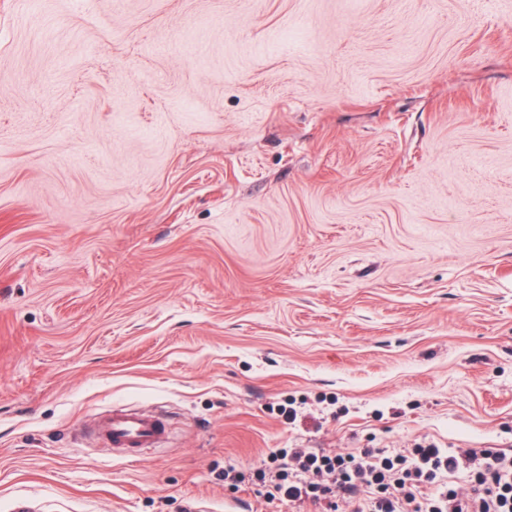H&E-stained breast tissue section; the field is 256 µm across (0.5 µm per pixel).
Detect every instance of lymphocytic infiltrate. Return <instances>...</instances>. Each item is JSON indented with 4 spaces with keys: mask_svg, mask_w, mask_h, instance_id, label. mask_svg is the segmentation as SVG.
Segmentation results:
<instances>
[{
    "mask_svg": "<svg viewBox=\"0 0 512 512\" xmlns=\"http://www.w3.org/2000/svg\"><path fill=\"white\" fill-rule=\"evenodd\" d=\"M459 472L468 487L454 484ZM256 475L269 480L267 499L300 512H512V455L495 448H277Z\"/></svg>",
    "mask_w": 512,
    "mask_h": 512,
    "instance_id": "lymphocytic-infiltrate-1",
    "label": "lymphocytic infiltrate"
}]
</instances>
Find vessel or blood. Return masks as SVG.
<instances>
[{"label": "vessel or blood", "instance_id": "b4317fda", "mask_svg": "<svg viewBox=\"0 0 512 512\" xmlns=\"http://www.w3.org/2000/svg\"><path fill=\"white\" fill-rule=\"evenodd\" d=\"M98 437L135 462L152 448L159 447L167 433V421L161 414L116 406L99 417L95 424Z\"/></svg>", "mask_w": 512, "mask_h": 512}]
</instances>
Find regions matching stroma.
<instances>
[{
  "mask_svg": "<svg viewBox=\"0 0 512 512\" xmlns=\"http://www.w3.org/2000/svg\"><path fill=\"white\" fill-rule=\"evenodd\" d=\"M419 443L512 451V0H0V512ZM95 431L101 440L120 451L122 458L136 462L165 440L167 420L159 413L120 405L98 418Z\"/></svg>",
  "mask_w": 512,
  "mask_h": 512,
  "instance_id": "obj_1",
  "label": "stroma"
}]
</instances>
